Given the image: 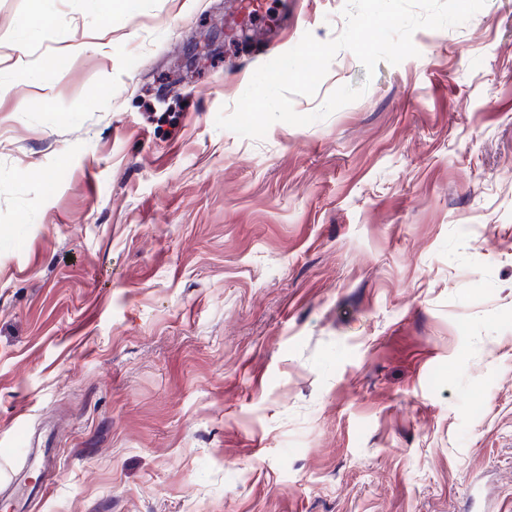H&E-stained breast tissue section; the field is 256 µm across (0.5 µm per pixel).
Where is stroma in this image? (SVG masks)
Listing matches in <instances>:
<instances>
[{"instance_id":"stroma-1","label":"stroma","mask_w":512,"mask_h":512,"mask_svg":"<svg viewBox=\"0 0 512 512\" xmlns=\"http://www.w3.org/2000/svg\"><path fill=\"white\" fill-rule=\"evenodd\" d=\"M346 4L267 0L283 32L241 44L235 0H0L27 512H512V0L371 76L340 51L293 99L365 86L324 120L215 125Z\"/></svg>"}]
</instances>
